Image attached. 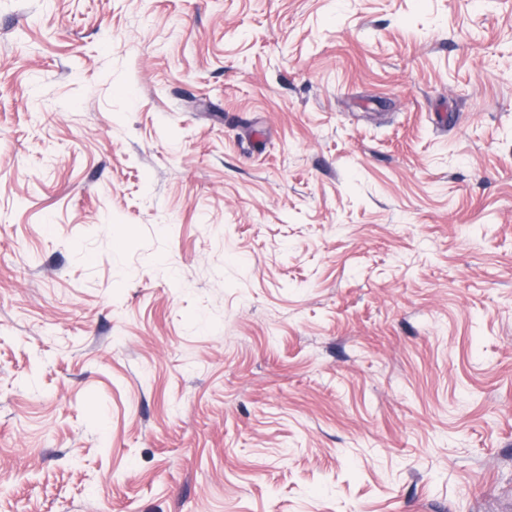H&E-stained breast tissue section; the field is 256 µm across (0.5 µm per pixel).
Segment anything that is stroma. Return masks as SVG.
Listing matches in <instances>:
<instances>
[{
    "instance_id": "1",
    "label": "stroma",
    "mask_w": 512,
    "mask_h": 512,
    "mask_svg": "<svg viewBox=\"0 0 512 512\" xmlns=\"http://www.w3.org/2000/svg\"><path fill=\"white\" fill-rule=\"evenodd\" d=\"M0 512H512V0H0Z\"/></svg>"
}]
</instances>
